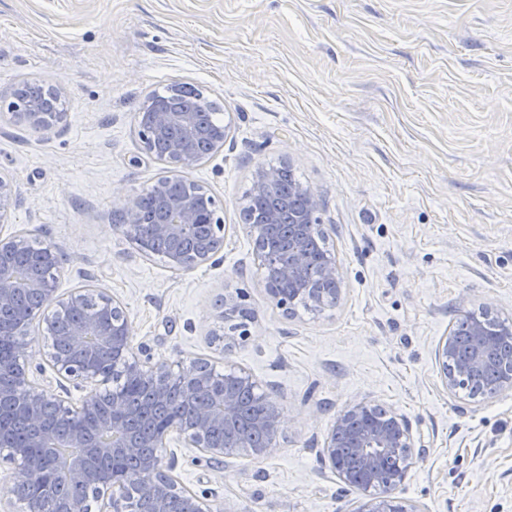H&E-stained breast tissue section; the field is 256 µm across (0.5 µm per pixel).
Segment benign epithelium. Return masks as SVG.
Listing matches in <instances>:
<instances>
[{"mask_svg":"<svg viewBox=\"0 0 512 512\" xmlns=\"http://www.w3.org/2000/svg\"><path fill=\"white\" fill-rule=\"evenodd\" d=\"M13 117L35 131H44L62 124L66 113L42 112L39 104L31 103L27 111L15 112ZM230 127L231 122L227 121L222 128L207 129L201 125V114L197 112L155 107L145 113L139 137L143 149L150 154L155 153L157 144H166L161 159L179 171L193 167L202 159L199 141H210L216 150L223 148ZM277 178L276 170L259 168L243 208H249L252 196L269 188ZM168 181L169 178H162L146 190L155 209L153 223H141L139 208L131 203L121 211L119 227L125 229L129 239L145 254L153 252V242L157 239L172 242L175 248L166 255L170 268L188 271L224 250L223 206L196 182H186L181 192L172 193ZM291 194L303 202L301 210L289 213L291 247L284 256L259 248L257 258L265 270L266 284L279 282L287 286L285 290L268 289L276 307L289 314L303 296L309 308L318 312L329 305L330 299L340 300L343 273L336 258L326 254L321 260L319 283L312 286L306 282L305 273L312 262L306 231L321 227L320 203L314 192L301 184L292 185ZM15 205L12 182L0 173V224L11 223ZM30 249L31 243L23 234L0 239V311L17 307L23 293L41 300L37 318L45 322L51 335L52 350L48 356L58 372L88 385H100L112 380L113 367L118 364L126 380L146 385L158 401L167 400L176 390L182 392L192 412L188 414L184 407H179L164 424L156 427L149 439L143 440L133 429L135 415L118 391L107 398L95 393L81 407L73 408L61 396L28 380V321L19 319L13 327L0 322V334L14 337L12 360L6 365L0 363V401L9 402L15 415L31 431V438L25 444L14 442L4 433L0 435V446L10 449L5 461H22L15 476L16 494L28 499L30 512H46L42 497L33 492V482L55 469L64 475L73 490L57 512H91V491L97 489L112 492L110 501L101 506V512H142V500L149 502L150 512H170V502L177 497L189 499L192 512H212L211 504L166 476L164 462L159 457L143 461L135 493L130 491V484L112 476L106 461L135 456L141 448H161L173 432L185 445L211 458L233 454L245 446L251 433L264 435L267 440L257 444L254 452L262 457L270 456L285 424L281 410L268 402L266 395L256 392L252 378L244 372L224 373L221 387L214 374L197 369L193 363L178 374L151 364L144 351H134L125 306L104 288L94 290L97 312L94 319L76 320L57 333L59 323L85 306L86 290L59 293L54 270L60 267L62 258L50 247L44 248L37 265L26 271L15 269L12 257ZM242 297L240 292L227 293L220 303L227 350L250 336L247 324L239 321ZM492 346L486 327L475 323L467 357L450 372L448 356L455 353V342L447 336L438 343L435 358L448 393L464 390L469 378L488 365ZM232 385L255 392L263 405V410L246 427L237 422ZM503 389H512V350L502 354L500 378L488 395ZM376 410L377 405L359 401L340 411L319 457L330 464L346 486L364 492L357 512H420L414 501L395 495L407 479V461L415 448L411 425L405 417L389 411L378 419L373 416ZM57 448H80L82 453L78 459L62 463L55 456Z\"/></svg>","mask_w":512,"mask_h":512,"instance_id":"benign-epithelium-1","label":"benign epithelium"}]
</instances>
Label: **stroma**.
<instances>
[{
	"label": "stroma",
	"instance_id": "1",
	"mask_svg": "<svg viewBox=\"0 0 512 512\" xmlns=\"http://www.w3.org/2000/svg\"><path fill=\"white\" fill-rule=\"evenodd\" d=\"M25 81L59 91L65 126L11 121ZM176 83L232 118L223 149L182 173L224 206L223 253L189 271L117 226L170 173L137 110ZM283 163L317 195L344 275L319 312L271 302L241 216L256 170ZM0 172L16 189L0 238L59 252L60 293L109 289L152 363L245 371L282 410L268 457L209 460L168 437L173 476L214 512H356L318 452L357 401L405 417L423 447L398 496L512 512V390L449 394L435 359L459 312L512 321V0H0ZM229 290L252 316L228 350ZM27 339L32 382L74 407L94 394L48 360L45 323Z\"/></svg>",
	"mask_w": 512,
	"mask_h": 512
}]
</instances>
